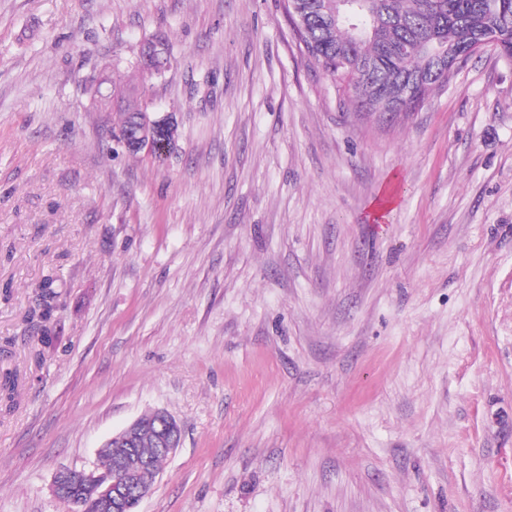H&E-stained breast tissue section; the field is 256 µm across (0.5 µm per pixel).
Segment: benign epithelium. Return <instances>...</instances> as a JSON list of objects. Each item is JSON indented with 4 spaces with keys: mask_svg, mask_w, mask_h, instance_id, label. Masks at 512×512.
Segmentation results:
<instances>
[{
    "mask_svg": "<svg viewBox=\"0 0 512 512\" xmlns=\"http://www.w3.org/2000/svg\"><path fill=\"white\" fill-rule=\"evenodd\" d=\"M144 64L154 70L169 65L167 53L153 50L143 51ZM140 120L132 127L122 144L126 151L140 153L144 150L154 154L163 153L168 143L176 140V124L173 115L166 113L150 118L142 110ZM154 419L160 426L161 450L172 455L182 442V428L168 411L157 409L149 416H141L121 431L113 434L99 448V452L112 456L114 475L111 478L101 476L96 468H62L56 472L51 482L53 496L64 502H70L69 487L73 482L83 485L87 497L96 506L98 512H124L125 504L131 500L142 501L151 493V486L139 481V472L146 463L135 452L139 431L145 427L146 420Z\"/></svg>",
    "mask_w": 512,
    "mask_h": 512,
    "instance_id": "1",
    "label": "benign epithelium"
}]
</instances>
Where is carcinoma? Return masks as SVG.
<instances>
[{"mask_svg": "<svg viewBox=\"0 0 512 512\" xmlns=\"http://www.w3.org/2000/svg\"><path fill=\"white\" fill-rule=\"evenodd\" d=\"M294 35L303 45L309 62L316 65L334 86L347 93L355 111L379 120L397 117L393 97L412 76L434 69L438 45H448V58H466L482 52L472 46L476 36L500 56L512 61V0H345L344 17L323 10L324 0H286ZM59 292L57 279L46 275L35 288V303L28 319L40 327L41 350L57 337L52 327ZM15 373L0 374V405L11 409L18 394ZM137 453L149 460L142 479L150 482L166 457L157 446L156 433L145 427L138 436Z\"/></svg>", "mask_w": 512, "mask_h": 512, "instance_id": "carcinoma-1", "label": "carcinoma"}]
</instances>
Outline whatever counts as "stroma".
Instances as JSON below:
<instances>
[{
  "label": "stroma",
  "instance_id": "stroma-1",
  "mask_svg": "<svg viewBox=\"0 0 512 512\" xmlns=\"http://www.w3.org/2000/svg\"><path fill=\"white\" fill-rule=\"evenodd\" d=\"M172 63L147 71V42ZM103 82L91 98L83 87ZM170 112L129 154L114 89ZM57 347L29 365L34 289ZM0 512L164 408L139 512H512V62L386 125L285 0H0ZM140 110V120L132 127L124 139H120L126 151L140 153L143 150L154 154L167 152L168 142L176 140V124L173 115L166 113L151 119L139 104H133ZM56 282L53 275L44 276L34 290L35 303L28 313L29 321L40 327L39 343L43 349L51 348L57 340L52 327L59 297Z\"/></svg>",
  "mask_w": 512,
  "mask_h": 512
}]
</instances>
